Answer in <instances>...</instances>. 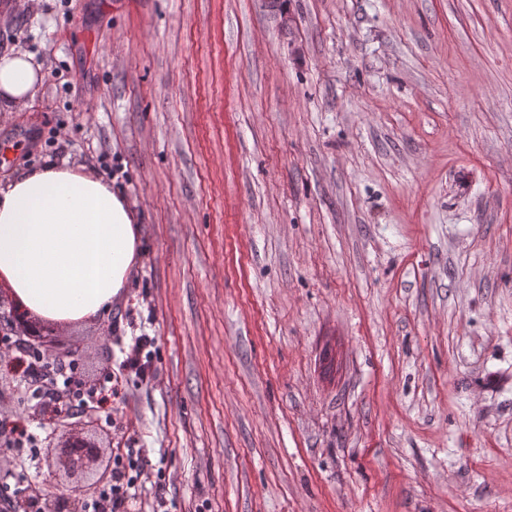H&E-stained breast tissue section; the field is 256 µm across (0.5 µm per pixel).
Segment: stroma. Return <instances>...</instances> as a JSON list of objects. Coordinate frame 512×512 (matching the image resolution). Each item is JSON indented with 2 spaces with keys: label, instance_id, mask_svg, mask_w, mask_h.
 <instances>
[{
  "label": "stroma",
  "instance_id": "stroma-1",
  "mask_svg": "<svg viewBox=\"0 0 512 512\" xmlns=\"http://www.w3.org/2000/svg\"><path fill=\"white\" fill-rule=\"evenodd\" d=\"M44 79L0 179L104 175L139 217L110 310L55 325L123 512H512V0H0ZM154 336L158 375L119 370ZM28 488L86 502L44 462Z\"/></svg>",
  "mask_w": 512,
  "mask_h": 512
}]
</instances>
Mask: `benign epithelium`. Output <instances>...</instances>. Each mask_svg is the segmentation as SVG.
Wrapping results in <instances>:
<instances>
[{
    "mask_svg": "<svg viewBox=\"0 0 512 512\" xmlns=\"http://www.w3.org/2000/svg\"><path fill=\"white\" fill-rule=\"evenodd\" d=\"M15 335L26 339L35 347L50 346L47 327L40 321L21 314L9 318ZM48 465L65 478L75 483L82 492L95 489L106 481L111 472L112 461L106 446L95 435L89 433V426L74 425L60 435L47 455ZM66 504L57 497L33 489L19 502V512H65Z\"/></svg>",
    "mask_w": 512,
    "mask_h": 512,
    "instance_id": "7a95c632",
    "label": "benign epithelium"
}]
</instances>
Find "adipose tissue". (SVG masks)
I'll list each match as a JSON object with an SVG mask.
<instances>
[{"mask_svg": "<svg viewBox=\"0 0 512 512\" xmlns=\"http://www.w3.org/2000/svg\"><path fill=\"white\" fill-rule=\"evenodd\" d=\"M42 79L25 50L0 55V107L25 106ZM137 244L133 205L102 177L48 161L0 184V281L28 314L94 317L119 299Z\"/></svg>", "mask_w": 512, "mask_h": 512, "instance_id": "obj_1", "label": "adipose tissue"}]
</instances>
